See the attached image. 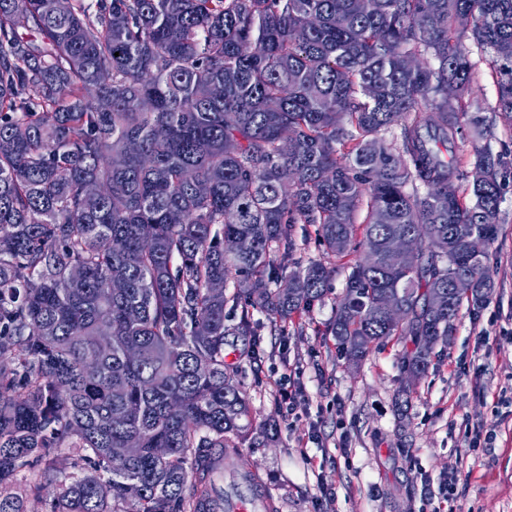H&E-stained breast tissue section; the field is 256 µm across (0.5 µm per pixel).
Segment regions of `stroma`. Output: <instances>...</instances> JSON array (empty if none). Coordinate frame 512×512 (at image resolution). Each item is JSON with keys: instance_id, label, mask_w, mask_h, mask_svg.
Returning a JSON list of instances; mask_svg holds the SVG:
<instances>
[{"instance_id": "obj_1", "label": "stroma", "mask_w": 512, "mask_h": 512, "mask_svg": "<svg viewBox=\"0 0 512 512\" xmlns=\"http://www.w3.org/2000/svg\"><path fill=\"white\" fill-rule=\"evenodd\" d=\"M473 97L493 119L486 142L512 151V124L496 117L488 54L471 48ZM493 287L479 319L460 310L428 373L406 387L404 344L380 340L352 366L327 331L344 294L348 260L338 261L327 295L287 329L254 312L256 333L229 337L226 353L254 424L275 421L278 439L249 440L237 462L260 479L273 512H512V182L497 238L486 244ZM295 399L285 412L280 392ZM494 429L488 448L475 430ZM452 502L441 499L449 479Z\"/></svg>"}]
</instances>
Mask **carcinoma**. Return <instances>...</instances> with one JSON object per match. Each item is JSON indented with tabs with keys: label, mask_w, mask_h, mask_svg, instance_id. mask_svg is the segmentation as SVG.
<instances>
[{
	"label": "carcinoma",
	"mask_w": 512,
	"mask_h": 512,
	"mask_svg": "<svg viewBox=\"0 0 512 512\" xmlns=\"http://www.w3.org/2000/svg\"><path fill=\"white\" fill-rule=\"evenodd\" d=\"M69 2L0 0V512H27L15 477L38 463L78 472L51 512H200L224 490L197 472L275 436L225 338L254 335V308L309 309L335 272L301 265L296 225L358 255L329 326L350 360L396 336L416 381L462 305L479 317L492 283L467 239L497 237L512 156L481 144L464 39L490 51L512 122V0ZM238 238L252 250L226 251Z\"/></svg>",
	"instance_id": "obj_1"
}]
</instances>
